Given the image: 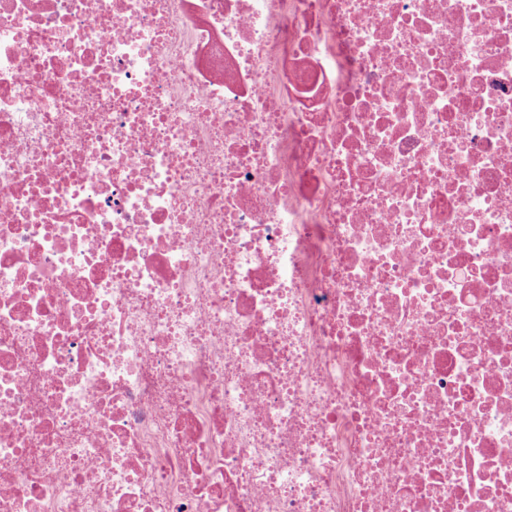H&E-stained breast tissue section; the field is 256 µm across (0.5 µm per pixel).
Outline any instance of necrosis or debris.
I'll return each instance as SVG.
<instances>
[{
	"mask_svg": "<svg viewBox=\"0 0 512 512\" xmlns=\"http://www.w3.org/2000/svg\"><path fill=\"white\" fill-rule=\"evenodd\" d=\"M0 512H512V0H0Z\"/></svg>",
	"mask_w": 512,
	"mask_h": 512,
	"instance_id": "1",
	"label": "necrosis or debris"
}]
</instances>
